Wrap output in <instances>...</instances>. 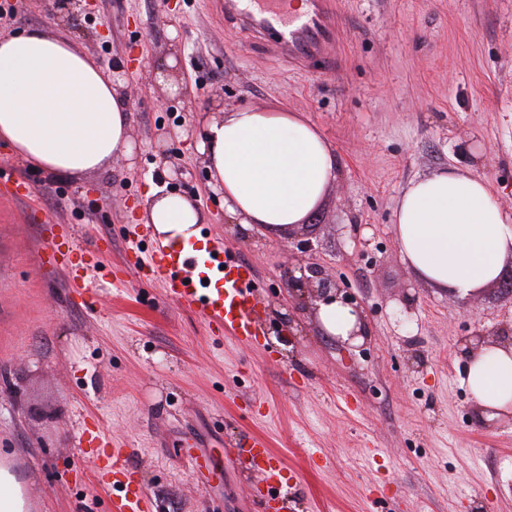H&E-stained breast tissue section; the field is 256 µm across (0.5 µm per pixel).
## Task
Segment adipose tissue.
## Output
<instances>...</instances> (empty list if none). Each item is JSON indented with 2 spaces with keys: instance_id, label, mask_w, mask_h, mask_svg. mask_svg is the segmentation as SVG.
<instances>
[{
  "instance_id": "ef3b65f1",
  "label": "adipose tissue",
  "mask_w": 512,
  "mask_h": 512,
  "mask_svg": "<svg viewBox=\"0 0 512 512\" xmlns=\"http://www.w3.org/2000/svg\"><path fill=\"white\" fill-rule=\"evenodd\" d=\"M119 74L61 36L0 38V141L58 177L131 156ZM197 149L226 214L266 231L304 223L338 176L330 143L300 112L236 109L206 122ZM141 221L176 248L199 237L204 216L189 200L153 187ZM395 238L420 278L467 296L501 277L512 255V217L485 179L444 168L409 180L396 204ZM316 318L322 332L344 341L363 324L357 310L332 296L321 300ZM463 384L490 415L511 409L512 344L471 351Z\"/></svg>"
}]
</instances>
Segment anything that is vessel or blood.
I'll list each match as a JSON object with an SVG mask.
<instances>
[{
    "mask_svg": "<svg viewBox=\"0 0 512 512\" xmlns=\"http://www.w3.org/2000/svg\"><path fill=\"white\" fill-rule=\"evenodd\" d=\"M302 13L288 9V0H224L225 23L237 26L265 43L279 59L293 68L319 65L338 72L343 68L340 21L335 0H304ZM61 242L46 246L43 264L66 271L73 291L84 303L97 300L93 279L102 264L96 251L80 246L67 226H60ZM149 270L165 295L181 307L194 311L210 330L222 331L238 341L253 344L261 332L251 268L226 257L224 244L207 237L171 250L155 245L150 253L132 238L126 249L124 277ZM78 440L97 462V478L121 490L113 512H152L153 504L144 486L126 460V443L97 425H82ZM248 466L259 481L257 495L263 512H288L286 467L276 458L263 437L253 438Z\"/></svg>",
    "mask_w": 512,
    "mask_h": 512,
    "instance_id": "obj_1",
    "label": "vessel or blood"
}]
</instances>
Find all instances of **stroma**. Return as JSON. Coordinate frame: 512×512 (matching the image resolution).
Instances as JSON below:
<instances>
[{
	"instance_id": "35a3bbf8",
	"label": "stroma",
	"mask_w": 512,
	"mask_h": 512,
	"mask_svg": "<svg viewBox=\"0 0 512 512\" xmlns=\"http://www.w3.org/2000/svg\"><path fill=\"white\" fill-rule=\"evenodd\" d=\"M0 35L69 38L104 67L123 63L132 158L54 178L0 145V176L29 183L0 196V465L28 512H110L80 450L95 420L128 443L156 512H261L239 455L268 440L292 477L290 512H512V414L486 418L465 390L460 340L512 331V295L488 285L460 298L403 261L394 211L408 180L442 168L485 178L512 213V0H337L341 75L289 70L224 26L221 0H11ZM176 57L185 89L155 72ZM244 106L301 112L331 143L339 175L298 229L243 230L224 212L197 150L201 116ZM189 199L201 232L249 264L263 334L244 345L211 331L151 278L99 280L93 309L62 270L40 266L49 224L123 265L149 187ZM297 239L312 249H294ZM318 264L363 316L359 347L326 336L317 301H288L290 272ZM215 473L199 482L185 444Z\"/></svg>"
}]
</instances>
